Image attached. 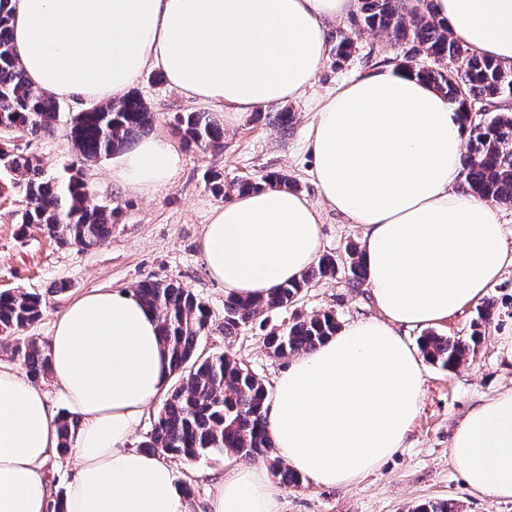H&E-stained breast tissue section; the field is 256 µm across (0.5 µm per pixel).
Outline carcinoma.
<instances>
[{
    "mask_svg": "<svg viewBox=\"0 0 512 512\" xmlns=\"http://www.w3.org/2000/svg\"><path fill=\"white\" fill-rule=\"evenodd\" d=\"M11 0H0V126L3 132L51 136L57 130L61 105L52 94L34 90L20 66L12 45ZM354 24L386 33L395 41L412 44L416 55L436 64L419 66L411 60L406 69L443 93L469 123L467 151L462 162L463 185L484 199L512 203V113L485 119L472 113L471 102L498 107L512 97V67L503 65L453 39L448 28L436 20L432 0H358ZM336 60L351 54L349 34L335 36ZM153 114L136 91L71 116L66 135L85 161L111 155L125 148L133 137L151 126ZM176 128L190 146L220 151L224 128L207 112H186L177 117ZM9 168L23 177L29 208L21 229L37 225L58 244L89 249L112 238L117 209L91 205L81 168L72 167L64 179L43 175L29 156L8 155ZM211 191L220 197L254 191L262 186L295 189L286 174H270L264 183L237 181L224 184L222 173H206ZM347 274L348 284L360 287L366 271L357 246L350 244L343 256L325 254L301 277L274 291L266 299H224V338L231 340L261 315L275 310L291 311L281 330H271L263 343L276 357L308 352L336 335V316L323 312L304 316L293 310L303 288L313 279ZM136 295L152 310L160 324L162 343L170 355V373L178 377L153 418L150 434L140 447L187 461L210 454H233L239 458L269 456L274 448L264 417L270 396L263 380L241 359L228 354L207 355L199 351L207 335L210 312L190 289L178 283L147 279ZM43 299L37 293L0 294V348L9 351L37 380L49 372L45 346L23 335L42 315ZM494 316L486 305L471 323L466 338L428 331L418 338L422 353L444 368L454 369L474 354L481 341V328ZM59 453L72 450L78 421L68 412L57 417ZM273 474L286 487L300 484V477L275 459Z\"/></svg>",
    "mask_w": 512,
    "mask_h": 512,
    "instance_id": "cac0c4a2",
    "label": "carcinoma"
}]
</instances>
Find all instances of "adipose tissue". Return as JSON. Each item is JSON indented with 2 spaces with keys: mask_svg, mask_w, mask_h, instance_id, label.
<instances>
[{
  "mask_svg": "<svg viewBox=\"0 0 512 512\" xmlns=\"http://www.w3.org/2000/svg\"><path fill=\"white\" fill-rule=\"evenodd\" d=\"M13 42L29 82L97 106L150 67L225 119L302 97L327 52L326 21L351 0H12ZM453 37L512 64V0H433ZM468 131L447 97L409 71H372L323 96L306 149L324 203L359 225L378 310L295 359L265 407L278 456L324 487L347 486L403 448L425 377L407 331L477 303L508 251L497 205L458 189ZM182 164L163 137L112 162L113 181L147 194ZM201 252L225 294L265 298L322 252L305 196L259 188L215 208ZM52 384L79 419L64 512H191L164 453L128 447L165 395L170 365L158 321L131 292L94 290L56 318ZM58 449L47 391L0 362V512H50L45 465ZM474 492L512 500V388L466 413L449 449ZM266 472L218 476L207 512H279Z\"/></svg>",
  "mask_w": 512,
  "mask_h": 512,
  "instance_id": "obj_1",
  "label": "adipose tissue"
}]
</instances>
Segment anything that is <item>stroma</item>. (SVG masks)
I'll use <instances>...</instances> for the list:
<instances>
[{
    "mask_svg": "<svg viewBox=\"0 0 512 512\" xmlns=\"http://www.w3.org/2000/svg\"><path fill=\"white\" fill-rule=\"evenodd\" d=\"M325 27L331 36L339 30L353 34V52L342 63L328 55L312 89L299 100L287 102V109L295 114L291 128L284 132L268 121H254L252 113H243L225 126L224 148L219 152L187 146L174 128V117L196 111V104L160 80L158 69H146L133 89L153 114L149 133L167 136L182 155L174 181L150 195L117 188L112 182L111 157L82 163L65 128L45 138L16 133L0 139L1 148L38 158L44 174L51 177H66L71 166H83L91 203L120 211L110 243L101 248L63 246L41 232L21 235L19 219L27 200L16 173L0 165V291L33 292L46 299L42 318L27 328V335L46 342L58 314L92 290L132 291L146 279L173 280L190 288L210 309L215 328L204 337L203 351L244 360L267 388H274L291 359L270 354L263 338L272 327L287 323L289 313L263 314L235 340L225 339L221 330L224 287L207 273L200 248L209 217L223 201L206 186L204 173L218 170L229 184L241 179L259 183L267 174L281 172L296 181L299 193L320 205L305 147L318 99L341 82L398 67L408 57L407 45L391 42L380 33L355 31L350 17L327 21ZM321 214L324 252L339 255L349 243L359 242L355 225L327 208ZM62 282L67 289L60 293L56 287ZM487 297L495 303L496 314L475 354L453 370L426 364L422 404L405 447L349 486L327 488L306 479L299 487L283 490L280 512H412L416 505L442 499L455 500L459 512H512V501L472 492L449 455L453 434L466 411L481 399L512 388V266ZM297 309L308 316L333 312L343 326L376 314L366 288L349 287L341 273L308 283ZM239 463V458L227 455L172 460L181 481L192 489L194 512H207L213 492L211 474L229 472Z\"/></svg>",
    "mask_w": 512,
    "mask_h": 512,
    "instance_id": "1",
    "label": "stroma"
}]
</instances>
